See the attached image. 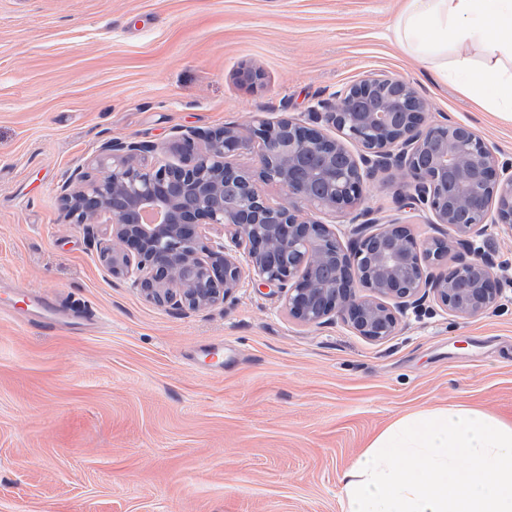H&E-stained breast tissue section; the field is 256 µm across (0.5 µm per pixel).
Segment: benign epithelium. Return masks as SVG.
<instances>
[{
    "instance_id": "1",
    "label": "benign epithelium",
    "mask_w": 512,
    "mask_h": 512,
    "mask_svg": "<svg viewBox=\"0 0 512 512\" xmlns=\"http://www.w3.org/2000/svg\"><path fill=\"white\" fill-rule=\"evenodd\" d=\"M319 107L320 126L286 115L258 122L248 136L235 125L190 130L177 164L148 163L153 144L107 140L63 181L59 220L105 240L100 258L112 276L184 312L226 302L246 276L280 292L298 323L338 318L375 342L430 296L463 320L495 307L502 288L476 242L491 224L512 232V166L499 164L469 126L427 122L425 98L393 76L366 77ZM330 125L341 137L325 133ZM252 147L254 170L232 165ZM390 168L406 178V205L446 236L420 242L402 222L376 228L360 207L363 186ZM260 182L279 184L288 203H270ZM305 205L344 214L348 244L305 217ZM452 249L455 265L439 270Z\"/></svg>"
}]
</instances>
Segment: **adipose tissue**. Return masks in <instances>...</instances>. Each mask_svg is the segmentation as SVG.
Segmentation results:
<instances>
[{"mask_svg":"<svg viewBox=\"0 0 512 512\" xmlns=\"http://www.w3.org/2000/svg\"><path fill=\"white\" fill-rule=\"evenodd\" d=\"M397 42L512 122V0H402ZM344 512H512V421L463 405L399 418L341 478Z\"/></svg>","mask_w":512,"mask_h":512,"instance_id":"1","label":"adipose tissue"}]
</instances>
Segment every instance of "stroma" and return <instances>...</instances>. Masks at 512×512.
<instances>
[{
    "mask_svg": "<svg viewBox=\"0 0 512 512\" xmlns=\"http://www.w3.org/2000/svg\"><path fill=\"white\" fill-rule=\"evenodd\" d=\"M398 0H0V512H342L339 477L390 423L461 404L512 419V234L486 249L507 285L467 320L434 304L373 343L304 326L243 280L184 315L115 278L59 187L108 139L179 160L190 130L288 115L370 74L412 84L427 121L469 125L512 162V122L482 111L396 43ZM258 72L255 80L246 71ZM367 180L381 223L441 236ZM97 327L50 335L34 299Z\"/></svg>",
    "mask_w": 512,
    "mask_h": 512,
    "instance_id": "obj_1",
    "label": "stroma"
}]
</instances>
